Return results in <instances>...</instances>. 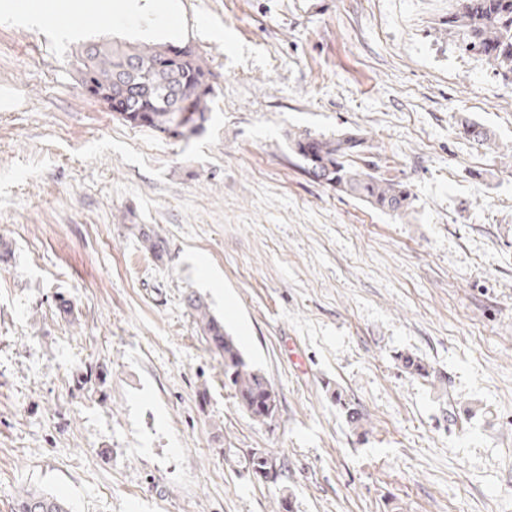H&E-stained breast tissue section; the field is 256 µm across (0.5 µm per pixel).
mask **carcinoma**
<instances>
[{"label": "carcinoma", "mask_w": 512, "mask_h": 512, "mask_svg": "<svg viewBox=\"0 0 512 512\" xmlns=\"http://www.w3.org/2000/svg\"><path fill=\"white\" fill-rule=\"evenodd\" d=\"M448 26L457 38L458 49L479 56L495 73L512 74V0H457V10L448 17ZM170 48L163 43H90L77 57V71L82 84L92 83L100 90L113 88L117 78L123 79L125 111L115 116L126 124L167 137L178 122L180 110L188 109L196 116L201 134L211 119L213 88L209 70L192 50L165 60ZM462 130L476 146L492 147V134L483 124L468 121ZM288 148L311 180L384 213L405 217L414 212V197L407 184L385 177L372 161L353 165V157L367 153L368 148L358 133L345 131L328 137L307 129L290 130ZM138 239L153 257L167 255L168 240L154 230L139 228ZM185 303L196 331L210 352L224 362V387L231 391L238 407L254 422L272 424L279 399L270 381L246 361L224 322L212 314L201 297L190 294ZM398 359L407 372L423 378L431 376L417 358L401 354ZM331 397L342 409L351 431L368 435L367 414L347 402L338 389L331 392ZM247 466L254 475L260 469H269L267 480L271 483L277 482L283 468L258 449L248 454ZM13 512L70 510L65 501L50 492L23 489L15 497Z\"/></svg>", "instance_id": "carcinoma-1"}]
</instances>
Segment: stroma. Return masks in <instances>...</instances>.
<instances>
[{
	"label": "stroma",
	"instance_id": "stroma-1",
	"mask_svg": "<svg viewBox=\"0 0 512 512\" xmlns=\"http://www.w3.org/2000/svg\"><path fill=\"white\" fill-rule=\"evenodd\" d=\"M21 2L0 0V512L24 488L71 512H271L283 489L294 512H512V76L457 50L456 0H177L215 91L187 142L76 72L87 43L162 30L102 12L65 35ZM297 128L361 134L413 215L311 181ZM191 293L273 384L272 425L225 388ZM255 448L279 484L247 472ZM138 239L143 247L156 259H162L167 255L168 240L154 230L140 227L138 229ZM331 397L336 401V405H339L342 409L345 421L351 431L357 435L367 436L370 431L367 414L358 407L351 405L349 401L347 402L342 392L337 388L331 392ZM247 466L253 475L258 474L257 472L260 469L268 468L270 473L265 479L271 483H276L282 472L283 463L279 462L277 464L276 460L274 461L266 452L256 449L248 454Z\"/></svg>",
	"mask_w": 512,
	"mask_h": 512
}]
</instances>
